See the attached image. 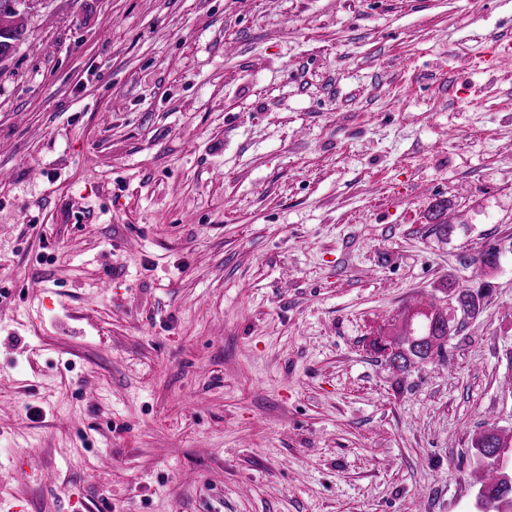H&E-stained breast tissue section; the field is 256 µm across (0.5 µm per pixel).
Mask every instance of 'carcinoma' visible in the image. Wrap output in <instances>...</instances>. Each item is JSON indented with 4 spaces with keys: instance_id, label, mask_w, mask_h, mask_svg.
Listing matches in <instances>:
<instances>
[{
    "instance_id": "obj_1",
    "label": "carcinoma",
    "mask_w": 512,
    "mask_h": 512,
    "mask_svg": "<svg viewBox=\"0 0 512 512\" xmlns=\"http://www.w3.org/2000/svg\"><path fill=\"white\" fill-rule=\"evenodd\" d=\"M24 0H0V59L12 55L17 45L24 40L25 29L16 23L19 15L18 7ZM472 293V301L466 304L464 315L474 317L480 310L482 293L473 288H454L450 293V300L456 301L461 293ZM411 320L418 323V328L402 334L390 341L377 338L373 347L382 353L385 361L398 372H405L417 363H423L434 357L443 356L445 343L448 342L451 328L445 313L436 310H420L411 316ZM473 448L480 449L488 454L507 448L501 433L494 427L483 430L476 438ZM487 469L494 474L493 480L484 482L475 478L473 485L484 493L488 500L485 512H499L496 501L500 498L512 500V482H507L505 474L492 466Z\"/></svg>"
}]
</instances>
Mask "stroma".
<instances>
[{"label":"stroma","instance_id":"35a3bbf8","mask_svg":"<svg viewBox=\"0 0 512 512\" xmlns=\"http://www.w3.org/2000/svg\"><path fill=\"white\" fill-rule=\"evenodd\" d=\"M20 14L0 60V503L474 512L472 441L512 434V0ZM451 282L484 288L479 314L449 311L444 360L394 371L373 339Z\"/></svg>","mask_w":512,"mask_h":512}]
</instances>
